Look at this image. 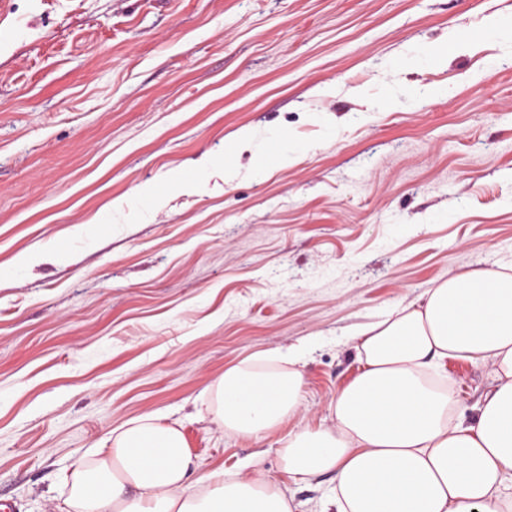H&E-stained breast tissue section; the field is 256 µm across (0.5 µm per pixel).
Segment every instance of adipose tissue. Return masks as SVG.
<instances>
[{"label": "adipose tissue", "instance_id": "obj_1", "mask_svg": "<svg viewBox=\"0 0 512 512\" xmlns=\"http://www.w3.org/2000/svg\"><path fill=\"white\" fill-rule=\"evenodd\" d=\"M361 368L336 396L334 423L290 434L289 479L333 473L325 512H512V273L448 278L355 336ZM456 355L490 362L473 422L451 418L453 391L427 378ZM289 370L242 363L208 393L212 422L252 436L299 405ZM180 429L145 414L66 470L59 512H295L278 482L217 469L189 479Z\"/></svg>", "mask_w": 512, "mask_h": 512}]
</instances>
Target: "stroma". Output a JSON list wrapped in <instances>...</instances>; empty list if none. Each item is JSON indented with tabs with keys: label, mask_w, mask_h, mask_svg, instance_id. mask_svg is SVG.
I'll return each mask as SVG.
<instances>
[{
	"label": "stroma",
	"mask_w": 512,
	"mask_h": 512,
	"mask_svg": "<svg viewBox=\"0 0 512 512\" xmlns=\"http://www.w3.org/2000/svg\"><path fill=\"white\" fill-rule=\"evenodd\" d=\"M495 26L512 0H0V503L56 512L61 472L155 413L194 474L261 473L321 512L332 475L289 481L279 450L332 425L356 333L512 270ZM291 350L292 414L211 422L225 368ZM438 375L468 418L493 383L458 357Z\"/></svg>",
	"instance_id": "stroma-1"
}]
</instances>
